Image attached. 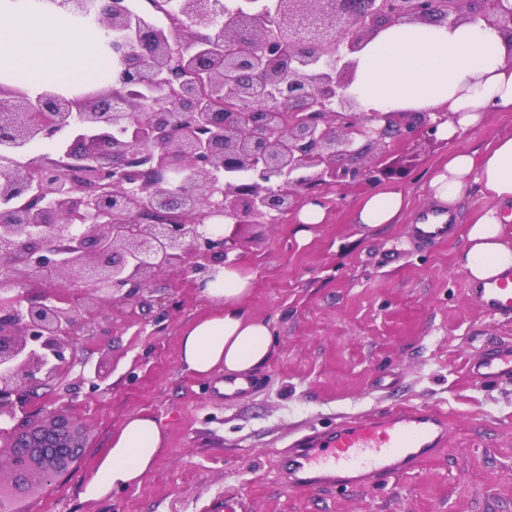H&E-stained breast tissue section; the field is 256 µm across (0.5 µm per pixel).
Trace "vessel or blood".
Listing matches in <instances>:
<instances>
[{
  "label": "vessel or blood",
  "mask_w": 512,
  "mask_h": 512,
  "mask_svg": "<svg viewBox=\"0 0 512 512\" xmlns=\"http://www.w3.org/2000/svg\"><path fill=\"white\" fill-rule=\"evenodd\" d=\"M454 216L446 210L423 212L413 233L422 243L448 237ZM471 294L493 314L512 315V268L472 284ZM472 378L512 381V344L488 348L468 368ZM446 423L430 408H396L379 416L349 418L325 432H313L288 451V482L324 488H381L409 473L442 446Z\"/></svg>",
  "instance_id": "vessel-or-blood-1"
}]
</instances>
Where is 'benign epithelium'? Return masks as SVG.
I'll use <instances>...</instances> for the list:
<instances>
[{
    "instance_id": "obj_1",
    "label": "benign epithelium",
    "mask_w": 512,
    "mask_h": 512,
    "mask_svg": "<svg viewBox=\"0 0 512 512\" xmlns=\"http://www.w3.org/2000/svg\"><path fill=\"white\" fill-rule=\"evenodd\" d=\"M107 2L94 24L123 91L0 85L1 509L84 452L64 408H26L79 364L98 309L143 302L174 268L203 286L236 263L248 219L278 223L302 189L379 182L391 147L437 141L428 112L357 111L353 56L379 30L484 22L512 40V0H177V31ZM52 3L84 17L94 0ZM35 141L62 147L65 173L3 155Z\"/></svg>"
}]
</instances>
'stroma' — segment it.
Returning <instances> with one entry per match:
<instances>
[{
	"instance_id": "stroma-1",
	"label": "stroma",
	"mask_w": 512,
	"mask_h": 512,
	"mask_svg": "<svg viewBox=\"0 0 512 512\" xmlns=\"http://www.w3.org/2000/svg\"><path fill=\"white\" fill-rule=\"evenodd\" d=\"M512 133V110L438 145L399 144L387 161L403 190L402 220L367 228L353 221L362 186L323 193L326 217L308 242L297 214L238 229L237 263L254 276L247 313L269 321L272 357L254 388L224 396L223 371H185L184 328L214 305L190 278L153 280L163 308L116 303L100 310L102 331L78 339L77 356L99 371L90 385L72 369L55 395L86 439L83 456L55 483L8 503L9 512H512V383L483 385L465 369L488 347L512 343V317L486 312L458 262L479 197L455 207L446 240L414 242L428 208L422 185L449 152L486 149ZM394 407L438 409L443 448L383 489L286 486L284 452L313 430ZM154 415L165 443L140 486L101 500L84 481L130 415Z\"/></svg>"
}]
</instances>
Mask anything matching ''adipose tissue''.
Masks as SVG:
<instances>
[{
	"instance_id": "ef3b65f1",
	"label": "adipose tissue",
	"mask_w": 512,
	"mask_h": 512,
	"mask_svg": "<svg viewBox=\"0 0 512 512\" xmlns=\"http://www.w3.org/2000/svg\"><path fill=\"white\" fill-rule=\"evenodd\" d=\"M102 36L101 30L77 26L61 9H45L33 0H0V83L78 92L101 71L114 69L100 48ZM350 92L364 113H447L437 134L450 140L482 125L488 111L512 109V43L486 25H393L358 53ZM423 189L440 206H454L473 194L487 199L464 235L460 263L471 279H490L512 267V243L504 238L501 213L502 206L512 204V134L477 156L449 153ZM404 207L403 192L374 190L363 196L355 221L369 228L393 224ZM251 281V274L227 265L205 285L202 293L218 311L184 330L180 360L188 371L206 376L221 369L243 376L269 362L271 326L244 307ZM162 445L155 417L130 415L88 477L84 496L102 499L138 486Z\"/></svg>"
}]
</instances>
